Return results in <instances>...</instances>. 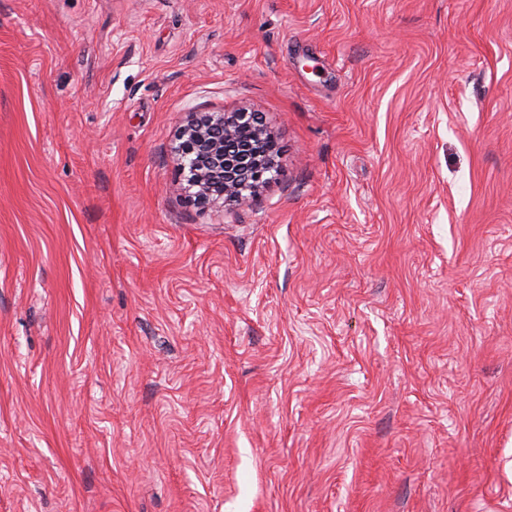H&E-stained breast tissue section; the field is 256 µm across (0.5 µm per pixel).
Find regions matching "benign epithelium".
Masks as SVG:
<instances>
[{"label": "benign epithelium", "instance_id": "1", "mask_svg": "<svg viewBox=\"0 0 512 512\" xmlns=\"http://www.w3.org/2000/svg\"><path fill=\"white\" fill-rule=\"evenodd\" d=\"M177 141L180 174L200 202L243 204L276 167L273 139L253 112L193 113Z\"/></svg>", "mask_w": 512, "mask_h": 512}]
</instances>
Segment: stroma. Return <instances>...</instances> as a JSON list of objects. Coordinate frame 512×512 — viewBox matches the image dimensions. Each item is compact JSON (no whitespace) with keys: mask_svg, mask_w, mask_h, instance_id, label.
<instances>
[{"mask_svg":"<svg viewBox=\"0 0 512 512\" xmlns=\"http://www.w3.org/2000/svg\"><path fill=\"white\" fill-rule=\"evenodd\" d=\"M0 512H512V0H0ZM265 132L254 112L192 113L180 127L176 146L188 191L195 190L192 194L200 202H247L276 167L274 142ZM243 137L259 148L240 152Z\"/></svg>","mask_w":512,"mask_h":512,"instance_id":"obj_1","label":"stroma"}]
</instances>
